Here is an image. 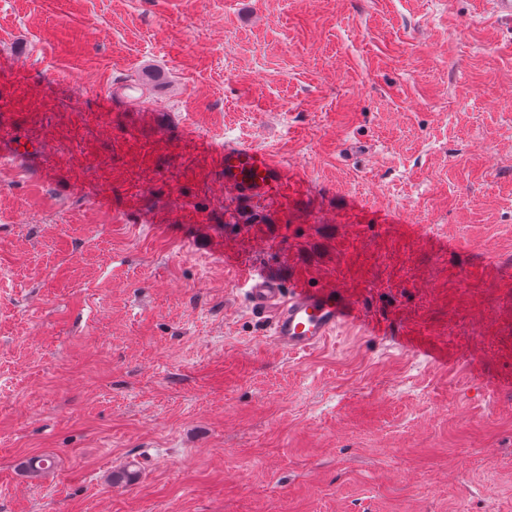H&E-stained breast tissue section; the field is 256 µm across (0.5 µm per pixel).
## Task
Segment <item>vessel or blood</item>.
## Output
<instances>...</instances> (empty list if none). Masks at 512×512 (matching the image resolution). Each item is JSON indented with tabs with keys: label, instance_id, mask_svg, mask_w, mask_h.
I'll use <instances>...</instances> for the list:
<instances>
[{
	"label": "vessel or blood",
	"instance_id": "1",
	"mask_svg": "<svg viewBox=\"0 0 512 512\" xmlns=\"http://www.w3.org/2000/svg\"><path fill=\"white\" fill-rule=\"evenodd\" d=\"M224 188L233 195L260 200L287 182L288 171L270 154L248 144L224 146ZM246 296L252 311L267 318L273 342L290 353L313 350L343 326L362 325L356 302L333 285L312 288L253 272Z\"/></svg>",
	"mask_w": 512,
	"mask_h": 512
}]
</instances>
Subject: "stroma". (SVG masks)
<instances>
[{"instance_id":"35a3bbf8","label":"stroma","mask_w":512,"mask_h":512,"mask_svg":"<svg viewBox=\"0 0 512 512\" xmlns=\"http://www.w3.org/2000/svg\"><path fill=\"white\" fill-rule=\"evenodd\" d=\"M255 269L372 330L278 348ZM0 512H512V22L0 0ZM223 166L224 189L243 199H264L288 181V169L249 144L225 143Z\"/></svg>"}]
</instances>
